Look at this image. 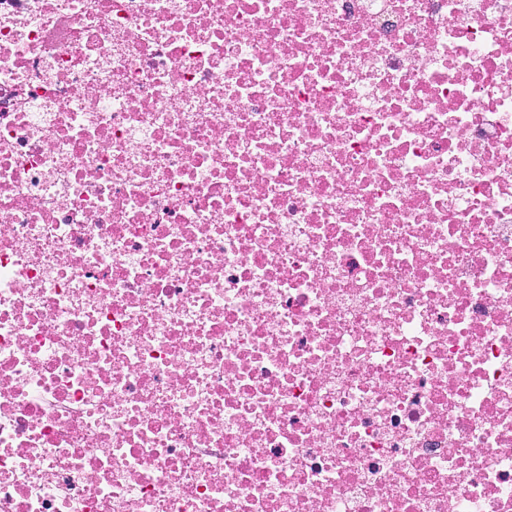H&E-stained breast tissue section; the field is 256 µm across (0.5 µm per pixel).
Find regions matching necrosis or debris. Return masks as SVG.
I'll list each match as a JSON object with an SVG mask.
<instances>
[{"instance_id":"obj_1","label":"necrosis or debris","mask_w":512,"mask_h":512,"mask_svg":"<svg viewBox=\"0 0 512 512\" xmlns=\"http://www.w3.org/2000/svg\"><path fill=\"white\" fill-rule=\"evenodd\" d=\"M0 512H512V0H0Z\"/></svg>"}]
</instances>
